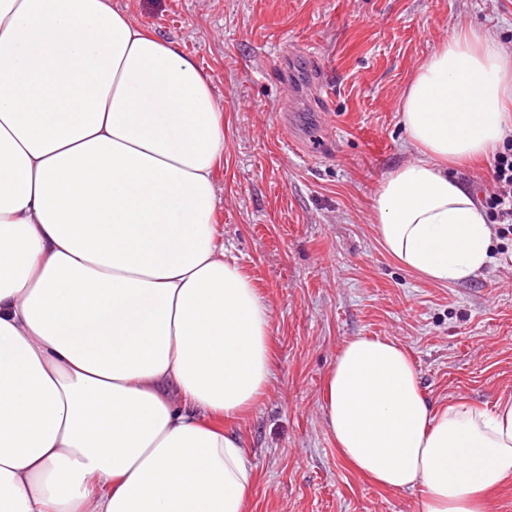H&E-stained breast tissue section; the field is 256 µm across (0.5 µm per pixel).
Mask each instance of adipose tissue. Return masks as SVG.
Masks as SVG:
<instances>
[{
    "label": "adipose tissue",
    "instance_id": "ef3b65f1",
    "mask_svg": "<svg viewBox=\"0 0 512 512\" xmlns=\"http://www.w3.org/2000/svg\"><path fill=\"white\" fill-rule=\"evenodd\" d=\"M224 107L179 45L112 0H0V512H245L232 419L269 388L271 311L217 235ZM416 161L376 199L387 253L434 283L494 228L449 165L512 138V53L485 26L409 83ZM324 423L419 512H483L512 477V396L437 409L397 343L348 340Z\"/></svg>",
    "mask_w": 512,
    "mask_h": 512
}]
</instances>
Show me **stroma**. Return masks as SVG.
<instances>
[{"instance_id":"obj_1","label":"stroma","mask_w":512,"mask_h":512,"mask_svg":"<svg viewBox=\"0 0 512 512\" xmlns=\"http://www.w3.org/2000/svg\"><path fill=\"white\" fill-rule=\"evenodd\" d=\"M177 42L224 105L215 222L271 309L268 392L232 420L255 481L246 512H419L341 456L324 380L355 336L410 353L435 407L512 396V235L476 276L434 284L380 247L374 201L415 160L405 89L458 26L512 52V0H116Z\"/></svg>"}]
</instances>
